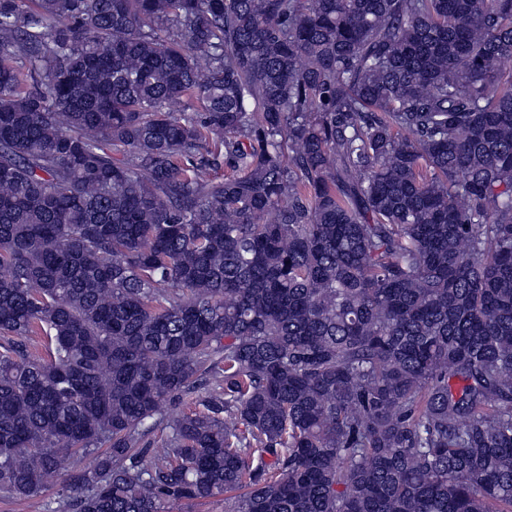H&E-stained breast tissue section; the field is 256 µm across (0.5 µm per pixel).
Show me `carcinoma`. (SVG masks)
Segmentation results:
<instances>
[{"label":"carcinoma","mask_w":512,"mask_h":512,"mask_svg":"<svg viewBox=\"0 0 512 512\" xmlns=\"http://www.w3.org/2000/svg\"><path fill=\"white\" fill-rule=\"evenodd\" d=\"M506 59L512 0H0V491L512 512Z\"/></svg>","instance_id":"cac0c4a2"}]
</instances>
